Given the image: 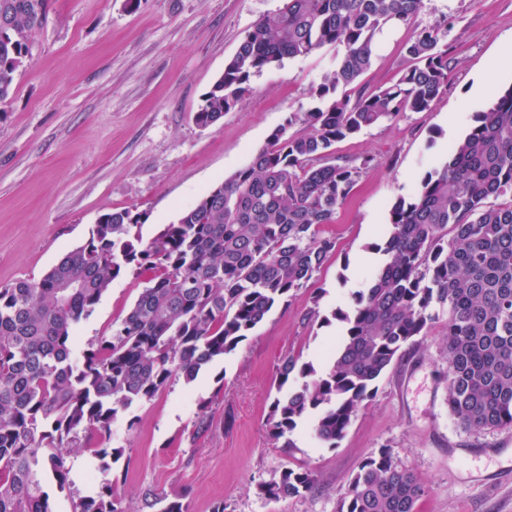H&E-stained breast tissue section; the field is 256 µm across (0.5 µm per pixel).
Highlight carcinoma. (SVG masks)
<instances>
[{
  "mask_svg": "<svg viewBox=\"0 0 512 512\" xmlns=\"http://www.w3.org/2000/svg\"><path fill=\"white\" fill-rule=\"evenodd\" d=\"M422 0H281L261 16L203 94L194 120L209 127L250 91V79L286 59L336 46L335 69L243 168L211 187L149 240L135 207L99 216L84 242L38 280L0 288V512H53L47 479L69 485L79 431L112 425L175 380L187 385L232 354L273 309L306 286L336 249L320 227L333 223L362 169L332 161L339 141L430 112L448 87L453 60L442 26L416 27L410 65L391 85H360L387 26H411ZM48 0H0V103L44 27ZM391 230L375 245L385 259L353 305L332 318L342 334L322 369L289 356L278 368L265 426L278 448L311 418L314 438L336 447L395 359L425 335L436 309L448 315V411L465 429L512 427V87L476 113L410 199L389 210ZM150 270L111 336L76 355L77 327L113 281ZM194 435L212 427L197 403ZM106 474L77 512H126L107 477L122 449L92 450ZM315 483L307 468L260 484L269 499ZM424 485L385 450L351 477L338 512H415ZM185 493L145 497L159 512H189Z\"/></svg>",
  "mask_w": 512,
  "mask_h": 512,
  "instance_id": "cac0c4a2",
  "label": "carcinoma"
}]
</instances>
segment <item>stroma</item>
Segmentation results:
<instances>
[{
    "mask_svg": "<svg viewBox=\"0 0 512 512\" xmlns=\"http://www.w3.org/2000/svg\"><path fill=\"white\" fill-rule=\"evenodd\" d=\"M280 0H49L44 27L0 105V287L39 279L87 236L105 213L146 211L151 238L217 181L245 166L289 113L312 105L311 91L334 69L337 49L324 47L255 74L251 90L216 124L193 116L203 94L255 21ZM445 22L455 60L448 88L432 111L407 112L337 142L335 156H376L363 169L335 220L323 232L336 251L307 286L251 331L223 363L224 381L200 375L172 383L117 421L112 442L123 449L112 477L126 512H145L144 498L174 488L190 512H337L351 477L371 455L388 450L425 486L416 512H512V427L473 430L448 412L445 316L396 359L375 397L357 412L336 447L319 443L301 421L293 449L273 447L265 422L277 394L276 369L287 356L322 365L337 325L324 316L348 308L367 287L387 237L396 198L410 196L425 174L448 158L449 144L491 103L487 80L512 86V69L490 71L512 42V0H423L414 23ZM406 28L378 37L361 82H394L407 66ZM146 282L116 279L78 332L79 349L109 335ZM209 400L212 429L194 437L198 400ZM70 485L51 492L56 512H75L100 479L90 452L102 437L81 434ZM308 468L313 488L270 500L260 483L285 469Z\"/></svg>",
    "mask_w": 512,
    "mask_h": 512,
    "instance_id": "1",
    "label": "stroma"
}]
</instances>
